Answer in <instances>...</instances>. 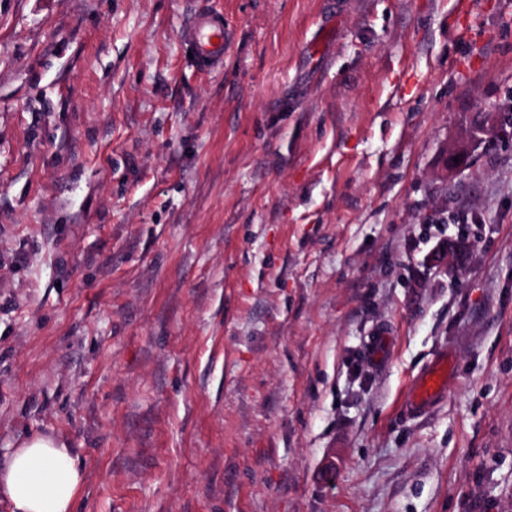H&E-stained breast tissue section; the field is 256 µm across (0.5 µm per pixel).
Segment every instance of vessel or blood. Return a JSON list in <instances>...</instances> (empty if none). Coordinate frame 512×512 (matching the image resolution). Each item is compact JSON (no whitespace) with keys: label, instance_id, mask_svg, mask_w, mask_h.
Masks as SVG:
<instances>
[{"label":"vessel or blood","instance_id":"1","mask_svg":"<svg viewBox=\"0 0 512 512\" xmlns=\"http://www.w3.org/2000/svg\"><path fill=\"white\" fill-rule=\"evenodd\" d=\"M184 36L194 45L203 69L222 67L226 33L221 15L207 11L195 14ZM449 381L448 353L442 350L410 381L401 400L403 413L412 418L427 415L445 399Z\"/></svg>","mask_w":512,"mask_h":512}]
</instances>
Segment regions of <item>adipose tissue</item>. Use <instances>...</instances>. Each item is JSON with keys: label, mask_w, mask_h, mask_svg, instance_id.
I'll use <instances>...</instances> for the list:
<instances>
[{"label": "adipose tissue", "mask_w": 512, "mask_h": 512, "mask_svg": "<svg viewBox=\"0 0 512 512\" xmlns=\"http://www.w3.org/2000/svg\"><path fill=\"white\" fill-rule=\"evenodd\" d=\"M84 470L65 444L49 436L23 441L0 473L12 512H75Z\"/></svg>", "instance_id": "1"}]
</instances>
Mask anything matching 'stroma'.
<instances>
[{
  "mask_svg": "<svg viewBox=\"0 0 512 512\" xmlns=\"http://www.w3.org/2000/svg\"><path fill=\"white\" fill-rule=\"evenodd\" d=\"M451 10L0 0L1 469L47 435L77 512H512V0ZM183 33L194 45L203 69L215 70L222 67L226 33L221 15L200 11L193 16ZM448 352L440 350L410 382L401 400V410L412 418L427 415L448 394Z\"/></svg>",
  "mask_w": 512,
  "mask_h": 512,
  "instance_id": "1",
  "label": "stroma"
}]
</instances>
